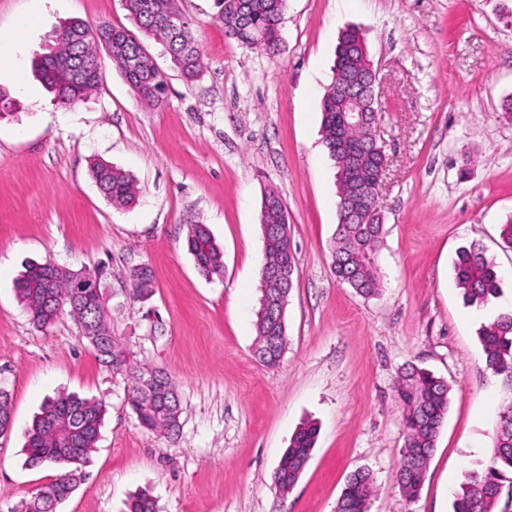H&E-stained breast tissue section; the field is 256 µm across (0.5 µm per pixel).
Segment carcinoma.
<instances>
[{
  "label": "carcinoma",
  "instance_id": "obj_1",
  "mask_svg": "<svg viewBox=\"0 0 512 512\" xmlns=\"http://www.w3.org/2000/svg\"><path fill=\"white\" fill-rule=\"evenodd\" d=\"M217 16L225 33L249 49L281 54L285 46L279 37L286 0H215ZM127 16L148 38L160 44L175 67L189 80L204 69L202 56L191 36L190 23L173 29L169 14L178 11L177 0H123ZM362 34L349 29L336 47L333 82L323 99V142L337 169L339 195H349L372 176L380 160L367 131L340 127L336 112V86L362 73L363 60L356 47ZM111 48L108 57L138 97L149 103L162 101L165 82L143 41L124 27L112 24L91 26L73 22L56 35L55 46L37 64L41 78L55 92L57 104L71 105L95 90L104 77L100 49ZM91 175L99 191L115 205L127 206L136 199L133 177L98 160ZM286 209L280 194L265 192L261 206L264 259L267 266L286 265L296 278L297 265L284 228ZM384 225L379 219L361 224H338L335 231L333 271L336 278L360 295L379 294L381 280L377 252L383 242ZM187 252L204 276L224 274V252L205 224H192L185 240ZM456 281L465 300L485 303L501 296L495 265L477 242L462 248L455 265ZM74 271L31 262L16 283L18 298L37 328L53 325L62 315L74 319L98 360L129 382V403L138 424L145 430L171 434L179 428L181 398L175 382L163 371L131 364L127 351L113 338L108 310L99 288H87L77 295ZM261 298L256 321L254 355L264 366L278 365L288 345L285 319L278 313L286 308L291 289L260 278ZM132 295L146 300L153 295L154 280L147 267L131 274ZM486 369L502 377L512 387V310H506L480 333ZM153 378L164 388V397L150 399L141 390L142 381ZM402 408L405 443L396 481L409 499L418 496L429 461L450 402L448 382L417 366L404 369L395 384ZM103 404L75 395H59L47 400L25 433V465L30 469H51L53 479L34 496L21 502L17 512H56L57 505L72 493L83 476V468L96 451ZM13 426L10 394L0 389V435ZM318 427L306 422L291 438L275 472L279 496H286L302 475L315 447ZM494 464L464 477L452 503L453 512H506L500 509L504 491L512 492V403L500 412L493 445ZM374 493L370 471L352 472L337 502L336 512H369ZM127 512H157L153 496L141 492L126 504Z\"/></svg>",
  "mask_w": 512,
  "mask_h": 512
}]
</instances>
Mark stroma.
Here are the masks:
<instances>
[{
  "mask_svg": "<svg viewBox=\"0 0 512 512\" xmlns=\"http://www.w3.org/2000/svg\"><path fill=\"white\" fill-rule=\"evenodd\" d=\"M205 70L187 81L150 44L167 80L161 105L140 100L112 62L74 105L56 104L32 73L63 23L130 27L121 0H0V31L21 49L20 74L0 73L16 110L0 117V388L13 429L0 436V512L53 476L24 465L23 433L61 393L105 403L97 450L57 512H126L149 491L158 512H336L348 475L375 478L369 512H452L463 475L485 470L512 389L488 371L478 332L512 299V0H287L285 52L240 46L214 0H179ZM365 37L379 73L387 170L380 295L363 298L331 268L338 185L322 137L336 46ZM131 174L136 205L112 206L90 166ZM288 209L298 277L286 310L288 349L254 356L260 224L266 190ZM208 225L224 274H199L184 240ZM482 243L503 296L468 304L456 284L459 247ZM30 262L101 272L113 336L132 362L164 371L183 412L171 435L142 429L124 375L103 368L69 317L35 328L17 296ZM150 268L155 292L134 299L130 272ZM416 365L452 388L448 415L416 499L395 481L404 446L394 384ZM319 435L293 489L274 473L295 430Z\"/></svg>",
  "mask_w": 512,
  "mask_h": 512,
  "instance_id": "obj_1",
  "label": "stroma"
}]
</instances>
